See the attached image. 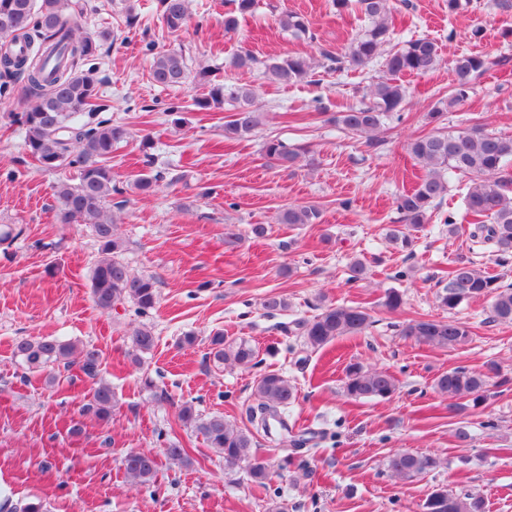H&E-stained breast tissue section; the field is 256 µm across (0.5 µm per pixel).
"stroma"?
<instances>
[{"instance_id": "35a3bbf8", "label": "stroma", "mask_w": 512, "mask_h": 512, "mask_svg": "<svg viewBox=\"0 0 512 512\" xmlns=\"http://www.w3.org/2000/svg\"><path fill=\"white\" fill-rule=\"evenodd\" d=\"M158 0H88L86 32L110 29L102 46L103 78L113 121L130 135L112 154L111 166L124 192L113 205L121 259L133 274L158 280L159 303L148 315L127 302L104 312L90 294L99 245L88 227L58 217L53 185L58 176L24 162L23 134L12 115L21 93L0 98V224L22 233L0 245V504L33 499L49 512H421L429 489L481 497L486 512H512V325L488 319L489 305L476 299L453 312L469 323L473 342L458 350L420 345L401 336L409 320L442 318L436 299L459 256L512 284V262L498 266L490 248L474 243L466 216L464 180L453 182L431 219L416 234L412 251L386 240L398 224L394 198L422 167L406 152L409 139L426 134L424 116L447 102L456 55L488 56L492 67L478 76L466 100L447 110L448 126L479 124L512 135V0H476L474 9L449 15L446 0H392L401 39L438 41L442 62L424 76L407 75L402 121L387 122L382 142L366 146L331 117L357 103L379 76L380 65L326 72L319 84L282 86L263 73V62L321 49L341 52L365 28L356 13L337 14L331 0H258L237 31L224 30L232 0H192L191 18L179 36L162 29ZM305 15L314 40H298L277 24L285 11ZM139 16L129 29L127 13ZM481 30L474 38L473 30ZM180 47L194 63L208 65L217 84H248L261 123L251 137L224 140L227 108L197 110V84L163 89L150 79L156 53ZM251 51L259 63L231 67L232 57ZM310 150L311 164L277 167L262 153L265 138ZM151 150H144V142ZM163 176L153 193L132 184L145 153ZM313 205L315 224L288 227L281 209ZM459 227L449 235L442 222ZM268 233L255 238L250 225ZM238 234L227 244L225 232ZM361 260L365 280L350 279L349 265ZM404 302L383 305L388 289ZM288 306L268 311L271 295ZM367 307L372 324L363 335L345 337L312 351L296 334V321L321 306ZM149 326L154 349L133 363L131 336ZM256 345L259 362L250 369L215 362L209 338L215 332ZM196 338L193 346L184 335ZM53 336L95 346L101 378L111 384L116 405L109 422L84 415L92 383L78 367L59 368L47 384L13 356L17 340ZM496 362L508 384L492 383L485 405L459 399L451 410L434 389L449 369H484ZM357 363L384 369L397 382L387 401L348 398L345 369ZM279 371L297 391L288 429L257 435V450L271 463L294 462L259 487L244 471H228L203 437L177 425L179 407L194 403L248 427L259 374ZM150 376L155 387L145 390ZM80 435H71L73 424ZM470 439L460 442L459 430ZM186 448L187 466L161 463L155 483L132 486L121 459L132 448L161 452L168 444ZM400 450L432 452L444 461L417 481L395 478L386 468Z\"/></svg>"}]
</instances>
